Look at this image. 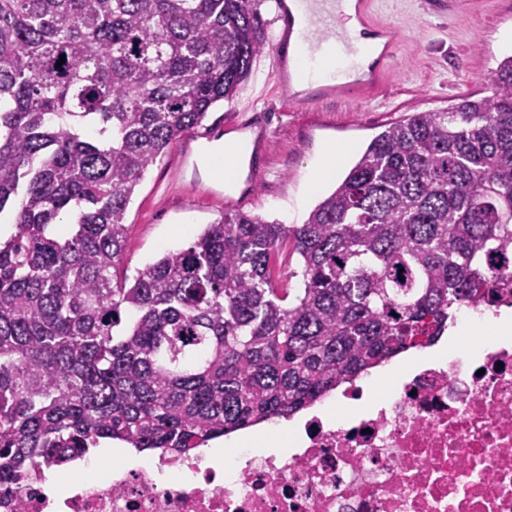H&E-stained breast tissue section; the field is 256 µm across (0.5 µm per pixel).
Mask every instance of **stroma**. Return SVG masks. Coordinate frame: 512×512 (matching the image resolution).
<instances>
[{
    "mask_svg": "<svg viewBox=\"0 0 512 512\" xmlns=\"http://www.w3.org/2000/svg\"><path fill=\"white\" fill-rule=\"evenodd\" d=\"M373 17L396 34L385 80L373 95L293 112L289 91L273 80L270 50L255 58L236 95L209 112L204 125L212 140L185 137L146 171L126 212L125 257L112 272L115 280L187 247L208 224L240 209L282 224L304 223L386 124L488 94L492 71L512 54V0H373ZM254 111L271 136L261 170L235 172L236 185L252 183V199L240 207L225 199L224 183L206 172L201 157L210 141H223L226 126ZM331 144L350 152L318 191H309L312 168Z\"/></svg>",
    "mask_w": 512,
    "mask_h": 512,
    "instance_id": "1",
    "label": "stroma"
}]
</instances>
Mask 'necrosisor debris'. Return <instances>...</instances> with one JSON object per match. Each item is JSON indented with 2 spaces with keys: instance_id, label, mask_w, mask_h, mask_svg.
Instances as JSON below:
<instances>
[{
  "instance_id": "1",
  "label": "necrosis or debris",
  "mask_w": 512,
  "mask_h": 512,
  "mask_svg": "<svg viewBox=\"0 0 512 512\" xmlns=\"http://www.w3.org/2000/svg\"><path fill=\"white\" fill-rule=\"evenodd\" d=\"M467 308L457 356L408 364L385 396L347 392L342 420L129 466L87 461L78 480L0 489V512H512V330Z\"/></svg>"
}]
</instances>
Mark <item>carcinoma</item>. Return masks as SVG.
Wrapping results in <instances>:
<instances>
[{
	"mask_svg": "<svg viewBox=\"0 0 512 512\" xmlns=\"http://www.w3.org/2000/svg\"><path fill=\"white\" fill-rule=\"evenodd\" d=\"M260 26L252 0H0V480L106 439L186 456L512 305V264H484L512 256V56L385 126L304 223L226 213L113 281L136 186L234 96ZM286 241L298 288L272 279Z\"/></svg>",
	"mask_w": 512,
	"mask_h": 512,
	"instance_id": "obj_1",
	"label": "carcinoma"
}]
</instances>
